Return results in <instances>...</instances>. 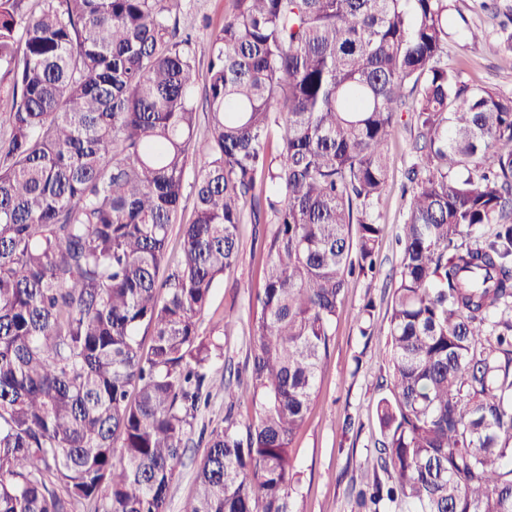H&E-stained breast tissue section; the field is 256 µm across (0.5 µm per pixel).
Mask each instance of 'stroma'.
I'll return each instance as SVG.
<instances>
[{
  "instance_id": "1",
  "label": "stroma",
  "mask_w": 512,
  "mask_h": 512,
  "mask_svg": "<svg viewBox=\"0 0 512 512\" xmlns=\"http://www.w3.org/2000/svg\"><path fill=\"white\" fill-rule=\"evenodd\" d=\"M462 17L455 25L460 33L448 42V61L462 69L464 80L512 95V68L508 67L496 39L472 41L462 28L481 26L496 30L512 14V0H458ZM228 0H183L182 27L197 43V62L206 67L211 33L223 25ZM415 132L401 126L388 145L389 185L379 207L383 236L379 244V271L375 276L351 277L342 312L332 328L329 355L322 365L317 391L306 422L298 433L293 453L301 471L297 491L299 512H361L357 492L365 478L373 476L375 444L380 437L376 404L380 383L389 370L386 332L387 312L400 253L398 235L407 219L408 197L404 192L411 165ZM270 230L266 224L240 226V260L215 285L208 307L199 319L201 335L220 341L224 354L217 358L210 375L214 389L206 408L200 410L183 464L173 481L168 512H180L194 491L196 466L206 450V434L223 425L226 411L246 421V407L228 409L224 379H245L249 354L248 311L251 296L262 277L260 244ZM371 312H364V305ZM234 319L232 334L224 322ZM373 320L378 333L362 337L365 320Z\"/></svg>"
}]
</instances>
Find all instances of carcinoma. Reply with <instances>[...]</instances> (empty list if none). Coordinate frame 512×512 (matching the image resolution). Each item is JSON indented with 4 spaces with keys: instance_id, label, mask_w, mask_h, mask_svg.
<instances>
[{
    "instance_id": "obj_1",
    "label": "carcinoma",
    "mask_w": 512,
    "mask_h": 512,
    "mask_svg": "<svg viewBox=\"0 0 512 512\" xmlns=\"http://www.w3.org/2000/svg\"><path fill=\"white\" fill-rule=\"evenodd\" d=\"M229 2L201 71L182 0H0V512H167L223 350L198 317L247 215L272 229L249 382L224 391L252 417L212 431L181 512H297L292 444L347 278L376 271L405 114L393 483L359 498L512 512V96L448 65L456 0Z\"/></svg>"
}]
</instances>
